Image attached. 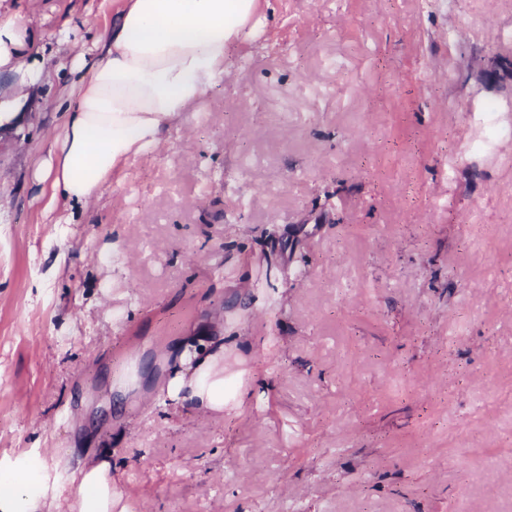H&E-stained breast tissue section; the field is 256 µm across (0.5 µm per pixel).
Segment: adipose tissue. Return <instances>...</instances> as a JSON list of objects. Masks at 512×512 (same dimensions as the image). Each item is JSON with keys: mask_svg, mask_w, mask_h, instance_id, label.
I'll use <instances>...</instances> for the list:
<instances>
[{"mask_svg": "<svg viewBox=\"0 0 512 512\" xmlns=\"http://www.w3.org/2000/svg\"><path fill=\"white\" fill-rule=\"evenodd\" d=\"M258 0H123L93 58L74 53L63 143L50 153V206L90 203L132 158L154 152L182 113L223 81L228 47L253 35ZM33 35L11 0H0V76L39 85L41 66L28 60ZM178 368L162 387L172 409L191 407L205 421L224 414L226 400L244 405L241 374H225L222 340L200 334L172 348ZM74 512H113L112 457L78 460L63 472L39 449L0 459V512H49L60 500Z\"/></svg>", "mask_w": 512, "mask_h": 512, "instance_id": "1", "label": "adipose tissue"}]
</instances>
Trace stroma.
<instances>
[{
    "instance_id": "35a3bbf8",
    "label": "stroma",
    "mask_w": 512,
    "mask_h": 512,
    "mask_svg": "<svg viewBox=\"0 0 512 512\" xmlns=\"http://www.w3.org/2000/svg\"><path fill=\"white\" fill-rule=\"evenodd\" d=\"M119 6L16 0L47 79L0 129V457L111 450L128 512H512V0H259L154 153L45 214ZM204 329L253 383L209 422L160 397ZM138 361L132 362L130 373L111 382L109 392L112 398V411L121 412L129 399V393L139 386Z\"/></svg>"
}]
</instances>
